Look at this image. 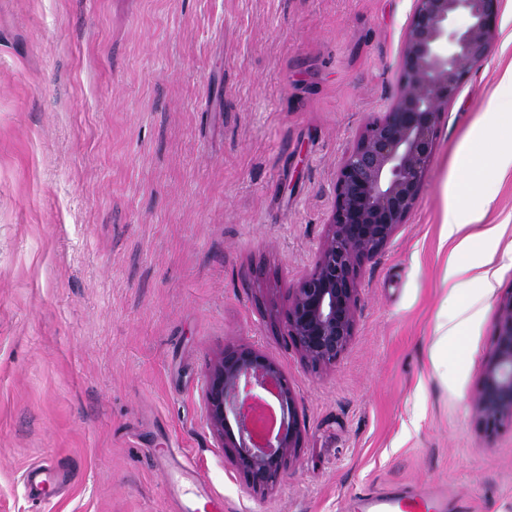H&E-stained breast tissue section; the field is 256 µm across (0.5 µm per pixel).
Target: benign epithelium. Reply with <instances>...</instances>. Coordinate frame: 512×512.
Wrapping results in <instances>:
<instances>
[{
  "instance_id": "1",
  "label": "benign epithelium",
  "mask_w": 512,
  "mask_h": 512,
  "mask_svg": "<svg viewBox=\"0 0 512 512\" xmlns=\"http://www.w3.org/2000/svg\"><path fill=\"white\" fill-rule=\"evenodd\" d=\"M503 0H414L389 110L364 125L336 175L328 230L311 269L288 289L281 335L314 370L336 365L356 327L364 262L380 253L414 210L448 101L491 50ZM494 350L474 414L487 433L512 425V296L499 306ZM210 427L234 470L255 493L275 488L301 447L292 386L278 363L251 346L226 349L209 368ZM276 400L280 418L262 438L258 407Z\"/></svg>"
}]
</instances>
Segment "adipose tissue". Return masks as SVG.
<instances>
[{"label":"adipose tissue","instance_id":"adipose-tissue-1","mask_svg":"<svg viewBox=\"0 0 512 512\" xmlns=\"http://www.w3.org/2000/svg\"><path fill=\"white\" fill-rule=\"evenodd\" d=\"M512 108V73L506 74L496 99L488 106L484 126L476 130V137L493 135L504 141V148L491 155L488 165L502 172L512 170V126L498 123L501 110ZM458 176L450 180L444 224L449 240L454 241V256L448 264V291L454 305L442 316L441 328L444 343L455 346L459 337L474 326L483 313V301L491 292L493 277L486 267L494 258L512 265V249L499 251L498 237L494 228L479 226L478 212H465L458 201L460 188L477 191L479 181L468 145H461L457 152Z\"/></svg>","mask_w":512,"mask_h":512}]
</instances>
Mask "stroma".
<instances>
[{
  "mask_svg": "<svg viewBox=\"0 0 512 512\" xmlns=\"http://www.w3.org/2000/svg\"><path fill=\"white\" fill-rule=\"evenodd\" d=\"M413 0H0V512H351L363 488L512 512V426L472 399L512 266L440 357L457 149L512 68V0L441 118L424 188L361 271L355 336L308 368L270 319L312 266L336 172L388 111ZM512 243V171L481 172ZM246 344L297 394L303 442L249 491L207 419L210 362ZM72 481L39 503L25 470Z\"/></svg>",
  "mask_w": 512,
  "mask_h": 512,
  "instance_id": "obj_1",
  "label": "stroma"
}]
</instances>
